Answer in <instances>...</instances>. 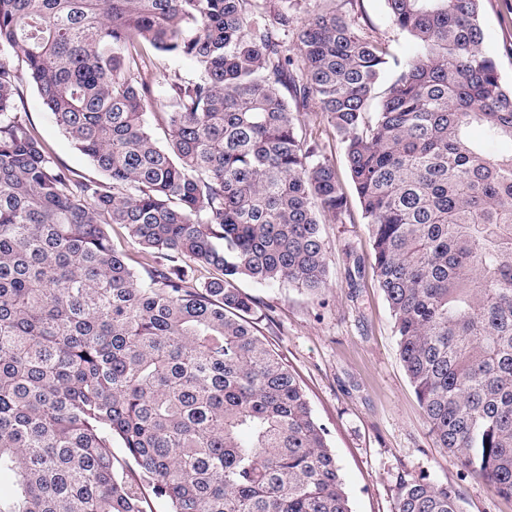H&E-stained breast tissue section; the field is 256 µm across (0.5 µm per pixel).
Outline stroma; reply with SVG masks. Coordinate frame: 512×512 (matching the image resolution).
<instances>
[{"label":"stroma","instance_id":"stroma-1","mask_svg":"<svg viewBox=\"0 0 512 512\" xmlns=\"http://www.w3.org/2000/svg\"><path fill=\"white\" fill-rule=\"evenodd\" d=\"M357 28L391 55L413 51L410 37L389 21L384 0H336ZM483 50L493 57L506 84H512V0H482ZM22 80L16 99L56 162L76 177L101 179V172L55 125L25 78L22 53L8 51ZM297 129L317 145L320 159L336 169L347 200L343 222L323 223L328 286L312 295L286 284L244 278L239 289L255 303V327L294 372L314 417L326 427L328 443L344 477L352 512H396L402 480L419 475L457 487L464 512H512V498L496 494L481 478L460 471L449 453L435 447L423 411L399 358L388 303L372 268L367 225L346 166L343 145L326 115L316 107L294 106ZM360 261L361 272L346 269Z\"/></svg>","mask_w":512,"mask_h":512}]
</instances>
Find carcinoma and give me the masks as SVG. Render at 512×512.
Listing matches in <instances>:
<instances>
[{"instance_id":"carcinoma-1","label":"carcinoma","mask_w":512,"mask_h":512,"mask_svg":"<svg viewBox=\"0 0 512 512\" xmlns=\"http://www.w3.org/2000/svg\"><path fill=\"white\" fill-rule=\"evenodd\" d=\"M321 2L293 58L255 0H0V48L107 178L55 162L0 54V512H352L234 285H328L320 224L346 201L294 102L341 139L435 447L512 498V86L481 0H385L401 60ZM168 55L197 80L156 79ZM397 512L462 497L404 480ZM110 236L114 245L125 253L127 263L138 273H143L142 262L146 256L144 249L130 239L123 226L112 224Z\"/></svg>"}]
</instances>
